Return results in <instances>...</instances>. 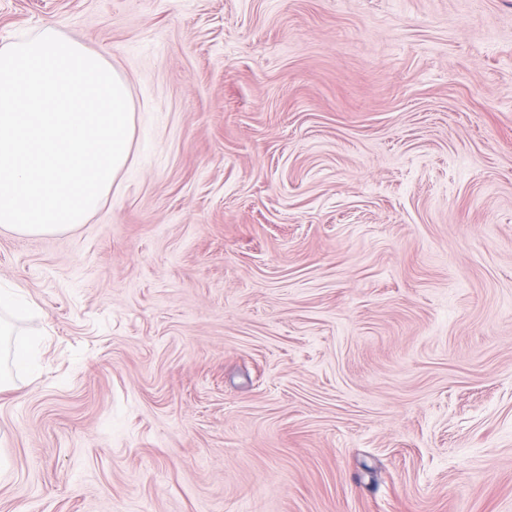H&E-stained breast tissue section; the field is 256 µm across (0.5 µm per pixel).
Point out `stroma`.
<instances>
[{
  "instance_id": "stroma-1",
  "label": "stroma",
  "mask_w": 512,
  "mask_h": 512,
  "mask_svg": "<svg viewBox=\"0 0 512 512\" xmlns=\"http://www.w3.org/2000/svg\"><path fill=\"white\" fill-rule=\"evenodd\" d=\"M47 23L135 133L0 230V512H512V0H0ZM12 348V360H9ZM7 360L14 368L20 370L24 367L32 369L36 360L33 354V346L24 338H16L7 351Z\"/></svg>"
}]
</instances>
